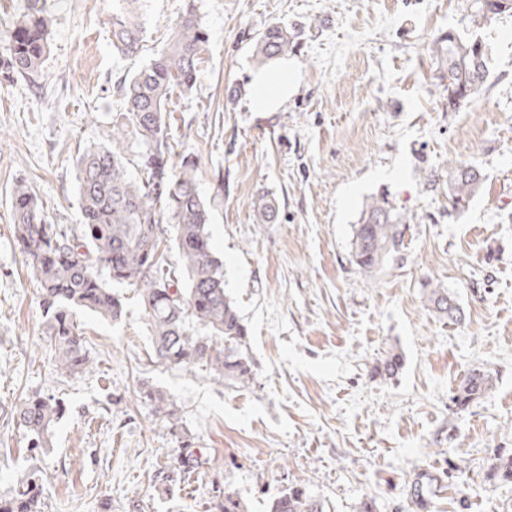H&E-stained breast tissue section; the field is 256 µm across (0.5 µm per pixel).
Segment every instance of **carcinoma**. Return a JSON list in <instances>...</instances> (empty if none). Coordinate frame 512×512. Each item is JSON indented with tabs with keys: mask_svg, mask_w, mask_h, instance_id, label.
I'll use <instances>...</instances> for the list:
<instances>
[{
	"mask_svg": "<svg viewBox=\"0 0 512 512\" xmlns=\"http://www.w3.org/2000/svg\"><path fill=\"white\" fill-rule=\"evenodd\" d=\"M47 0H23V8L8 31V43L0 53V76L11 80L37 73L49 52L52 20ZM512 10V0H481L475 17L484 23ZM145 28L139 0H115L112 8V51L124 58L139 55ZM208 41V33L194 9L182 13L170 29L167 42L150 62L117 84L122 108L112 117V142L85 148L76 160L81 224L59 229L40 209L28 185L12 188L11 208L17 240L40 286L47 327L56 353L57 369L67 375L89 371L95 362L85 345L73 314L88 311L105 320L118 321L124 307L101 277L137 289L151 327L154 355L171 367L202 365L213 379L244 388L253 381L249 328L224 287L223 261L210 242L208 224L215 207L224 199L218 183L210 199L197 186V165L185 160L170 163L166 105L171 91L190 92ZM448 42V111L454 112L479 95L487 81L488 57L478 41L453 32ZM288 30L267 28L256 44L258 58L266 63L288 53ZM137 157L143 171L138 181L130 178L127 164ZM485 175L475 166L448 161V204L465 208L481 191ZM170 225L179 267L165 266L162 225ZM408 230L407 217L386 195L371 197L354 225L352 257L357 268L372 276L400 257ZM427 306L450 320L458 319L459 305L448 289L425 284ZM403 368L398 353H390L376 366L385 379ZM492 386L486 369H470L453 401L461 411ZM146 397L155 415L169 430L178 428L173 402L159 390ZM65 414L54 397L39 394L15 411L31 451L46 447L53 426ZM202 467L201 458L188 443L180 446L167 468L155 476L158 489L170 491L174 477ZM491 478L512 484V451L495 457ZM42 486L35 479L20 482L9 495H0V512H38ZM219 512H248L235 493L224 491ZM266 512H326L301 483L291 482L270 496Z\"/></svg>",
	"mask_w": 512,
	"mask_h": 512,
	"instance_id": "carcinoma-1",
	"label": "carcinoma"
}]
</instances>
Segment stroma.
I'll use <instances>...</instances> for the list:
<instances>
[{"label":"stroma","instance_id":"obj_1","mask_svg":"<svg viewBox=\"0 0 512 512\" xmlns=\"http://www.w3.org/2000/svg\"><path fill=\"white\" fill-rule=\"evenodd\" d=\"M49 5L40 72L0 79V494L32 476L42 512H216L228 491L265 512L296 481L331 512L366 499L376 512H416L411 484L426 473V512H512V485L487 475L512 449V12L478 27L476 0H141L146 42L123 59L112 0ZM190 5L209 41L195 89L169 98L170 142L196 161L202 197L224 185L208 231L250 330L254 380L235 388L151 362L139 298L120 284L122 320L76 315L95 370L60 374L9 191L25 181L50 223L79 224V151L110 142L118 81ZM270 25L293 38L296 81L276 110L257 112L253 77L275 65L255 45ZM451 31L480 41L490 68L454 112L440 50ZM452 159L487 176L461 212L448 204ZM382 192L409 228L401 260L370 278L353 261V226ZM263 197L276 204L267 224L255 217ZM430 281L454 296L459 321L426 306ZM392 351L400 374L372 376ZM475 366L494 384L458 411L452 398ZM147 386L175 404L176 432L142 398ZM36 393L67 410L34 453L13 411ZM184 440L203 473L158 496L154 476ZM452 465L466 471L464 491L448 482Z\"/></svg>","mask_w":512,"mask_h":512}]
</instances>
